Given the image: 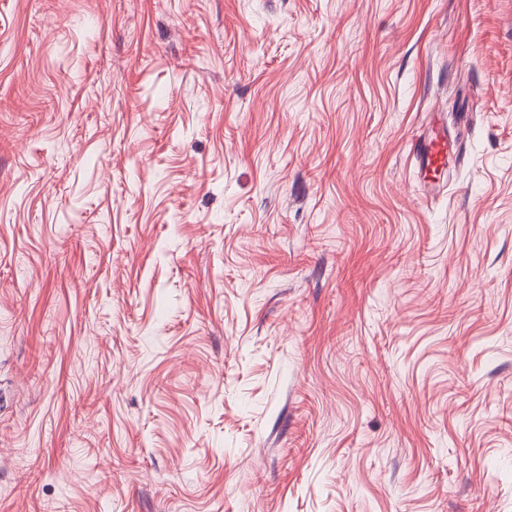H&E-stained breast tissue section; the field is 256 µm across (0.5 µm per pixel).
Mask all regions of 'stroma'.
I'll use <instances>...</instances> for the list:
<instances>
[{
  "label": "stroma",
  "instance_id": "1",
  "mask_svg": "<svg viewBox=\"0 0 512 512\" xmlns=\"http://www.w3.org/2000/svg\"><path fill=\"white\" fill-rule=\"evenodd\" d=\"M0 512H512V0H0ZM411 151L424 179L434 182L432 178H440L448 165V132L436 121L427 131L412 139Z\"/></svg>",
  "mask_w": 512,
  "mask_h": 512
}]
</instances>
